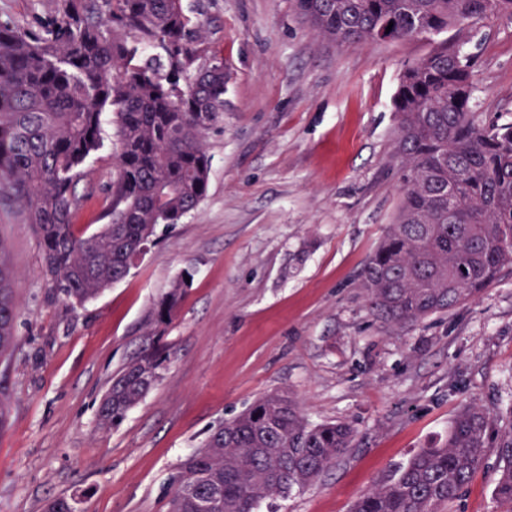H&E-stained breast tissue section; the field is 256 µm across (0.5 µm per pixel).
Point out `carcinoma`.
<instances>
[{"label": "carcinoma", "mask_w": 512, "mask_h": 512, "mask_svg": "<svg viewBox=\"0 0 512 512\" xmlns=\"http://www.w3.org/2000/svg\"><path fill=\"white\" fill-rule=\"evenodd\" d=\"M339 44L434 39L512 16V0H296ZM202 22L185 0H59L26 25L0 20V207L37 230L51 287L76 305L122 280L159 224L207 194L203 133L224 112V63L201 56ZM470 57L446 40L398 78L395 150L402 202L361 272L369 313L407 326L479 295L512 267V120L472 112ZM116 127L117 177L101 228L75 231L79 169ZM16 273L0 239V357L16 345ZM185 277L151 311L168 323ZM166 355L144 348L113 379L97 423L110 429L155 386ZM493 414L465 405L448 434L353 502L351 512H448L488 464ZM347 422L311 423L274 393L211 429L181 466V512H256L304 490L352 447ZM493 496L512 512V428L501 435Z\"/></svg>", "instance_id": "cac0c4a2"}]
</instances>
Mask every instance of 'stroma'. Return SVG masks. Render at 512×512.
<instances>
[{"instance_id": "35a3bbf8", "label": "stroma", "mask_w": 512, "mask_h": 512, "mask_svg": "<svg viewBox=\"0 0 512 512\" xmlns=\"http://www.w3.org/2000/svg\"><path fill=\"white\" fill-rule=\"evenodd\" d=\"M203 46L224 62V112L206 130L209 188L197 210L162 225L128 275L77 306L50 288L32 225L0 217L17 274V346L0 360V512H168L182 463L211 427L287 392L314 422L357 435L313 486L278 512H349L410 452L476 404L512 426V270L482 294L409 328L375 321L360 273L401 201L392 98L414 38L340 46L294 0H187ZM470 56L473 110L512 118V17L479 21ZM104 146L74 184L77 231L96 232L116 177ZM172 320L151 311L183 272ZM161 377L116 428H99L113 375L147 344ZM481 468L454 512H498Z\"/></svg>"}]
</instances>
